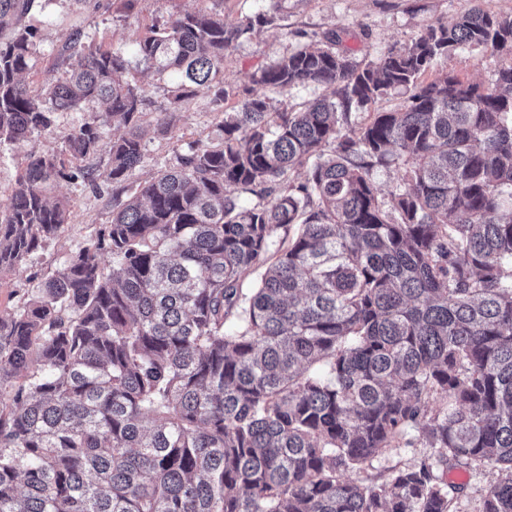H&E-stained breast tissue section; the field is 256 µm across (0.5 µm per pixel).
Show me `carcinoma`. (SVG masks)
Here are the masks:
<instances>
[{
    "label": "carcinoma",
    "mask_w": 512,
    "mask_h": 512,
    "mask_svg": "<svg viewBox=\"0 0 512 512\" xmlns=\"http://www.w3.org/2000/svg\"><path fill=\"white\" fill-rule=\"evenodd\" d=\"M34 2L0 0V143L96 102L128 132L103 171L85 165L102 148L95 120L28 158L0 205V276L68 223L48 186L118 184L145 157L123 56L76 32L69 69L22 80ZM273 22L179 14L135 55L176 78L169 111L199 86L219 104L225 52ZM340 40L249 76L330 95L224 113L221 144L190 143L115 195L111 222L0 315V512H453L445 469L472 464L505 472L481 512H512V15L473 8L365 66ZM465 46L511 62L488 85L423 80ZM394 91L403 111L342 132ZM377 166L401 171L385 196ZM421 422L430 458L380 483L349 477L414 445Z\"/></svg>",
    "instance_id": "1"
}]
</instances>
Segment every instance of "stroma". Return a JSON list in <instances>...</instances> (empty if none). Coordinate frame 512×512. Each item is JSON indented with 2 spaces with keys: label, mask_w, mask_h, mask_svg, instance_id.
I'll list each match as a JSON object with an SVG mask.
<instances>
[{
  "label": "stroma",
  "mask_w": 512,
  "mask_h": 512,
  "mask_svg": "<svg viewBox=\"0 0 512 512\" xmlns=\"http://www.w3.org/2000/svg\"><path fill=\"white\" fill-rule=\"evenodd\" d=\"M471 0H137L126 8L125 0H36L25 22L37 31V54L25 80L38 85L50 76L63 51L69 33L80 30L101 41L103 47L129 59L127 78L146 99L143 124L145 161L129 173L127 185L135 186L161 167L174 165L187 143L198 141L216 145L224 138L223 114L236 111L245 90L270 94L271 98L300 106L322 95L320 87L310 85L285 90L264 91L251 86L250 73L299 48L324 42L332 31L343 34L342 49L361 62L377 60L390 48L411 43L427 25L452 23L468 10ZM220 12L226 24L234 25L258 13L275 15L272 25L250 37L240 39L224 56V87L229 95L223 112H216L213 94L205 87L184 100L171 115L167 136H157L155 123L172 99L174 82L145 70L135 58V44L151 28L169 17L184 13ZM498 59L478 49H461L448 58L436 59L426 72V79L450 72L460 79L490 83ZM91 108L58 113L52 129L36 132L24 140L0 145V204L6 203L17 185L27 157L60 148L65 135L89 121ZM115 185L93 188L82 181H60L47 190L48 198L68 201L71 216L59 236L34 254L22 271L0 278V314L16 311L34 293L41 278L59 269L69 256L78 252L112 217ZM414 447L374 459L361 471V478L385 480L391 469L412 464L429 456L421 445V426L408 429ZM461 487L455 512H478L483 489L500 479L498 469L486 465L455 468Z\"/></svg>",
  "instance_id": "obj_1"
}]
</instances>
